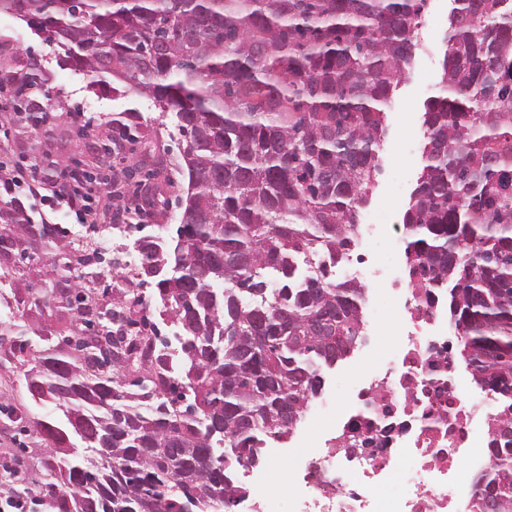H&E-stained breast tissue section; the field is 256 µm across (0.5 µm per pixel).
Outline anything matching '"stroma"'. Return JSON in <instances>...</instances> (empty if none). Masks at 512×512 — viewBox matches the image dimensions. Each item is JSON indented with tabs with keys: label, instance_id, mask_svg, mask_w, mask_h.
<instances>
[{
	"label": "stroma",
	"instance_id": "obj_1",
	"mask_svg": "<svg viewBox=\"0 0 512 512\" xmlns=\"http://www.w3.org/2000/svg\"><path fill=\"white\" fill-rule=\"evenodd\" d=\"M453 7L452 0H426L416 32L419 46L413 65L393 91L386 110L387 133L378 158L381 172L369 189V207L402 219L422 171L425 138V104L437 96L445 45L442 41ZM64 47L33 33L14 16L0 14V68L23 75L38 68L44 79L40 102L52 119L33 125L13 112H0V128L9 134L11 163H29L33 153L45 154L44 177L58 179L62 165L78 160L85 168L106 176L128 174L124 190L127 204L139 206L136 226L111 229L106 224H75L73 238L87 241L74 249L76 264L70 270L51 264L43 252L19 262L0 254V328L20 326L32 343L26 353L0 347V512L7 501L42 492L27 484L41 470L44 447L35 433L11 422L13 412L29 411L35 421L56 422L61 413L54 405L33 406L24 374L26 356L42 350L41 334L67 336L73 330L68 310L36 306L29 288H50L60 278L91 283L98 307L109 308L116 297L125 303L154 297L155 289L140 280H127L113 259L132 249L135 239L160 229L175 231L181 210L178 199L187 186L180 173V150L171 113L161 112L145 95L102 90L92 73L60 66ZM91 119L93 129L83 132L77 113Z\"/></svg>",
	"mask_w": 512,
	"mask_h": 512
}]
</instances>
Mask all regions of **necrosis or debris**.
<instances>
[{
	"label": "necrosis or debris",
	"instance_id": "4bbe7bcc",
	"mask_svg": "<svg viewBox=\"0 0 512 512\" xmlns=\"http://www.w3.org/2000/svg\"><path fill=\"white\" fill-rule=\"evenodd\" d=\"M393 227L377 216L361 225L349 250L326 259L343 279L389 281L391 315L382 332L364 321L371 340L361 355L364 371L348 381L349 406L322 402L308 419L326 421L319 439L309 427L291 446L301 473L289 497L254 487L252 512H478L476 480L488 468L493 412L469 391L464 373L448 356L446 311L437 292L401 286L379 262ZM403 486L399 502L386 489Z\"/></svg>",
	"mask_w": 512,
	"mask_h": 512
}]
</instances>
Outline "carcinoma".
I'll use <instances>...</instances> for the list:
<instances>
[{"label":"carcinoma","instance_id":"obj_1","mask_svg":"<svg viewBox=\"0 0 512 512\" xmlns=\"http://www.w3.org/2000/svg\"><path fill=\"white\" fill-rule=\"evenodd\" d=\"M453 2L405 257L412 287L448 289L459 358L499 407L478 512L488 498L512 512V0ZM425 3L0 0V13L62 45L64 64L174 113L188 179L179 256L163 235L134 242L159 315L184 336L177 357L132 359L124 329L101 322L114 312L83 288L35 296L76 304L86 330L132 362L105 368L68 336L58 344L78 357H33L28 392L62 412L34 423L56 512H184L192 495L194 512L231 508L246 489L230 467L258 465L267 440L287 438L282 405L303 414L322 369L362 343L366 288L323 270L297 280L295 262L357 238ZM132 368L137 392L125 388Z\"/></svg>","mask_w":512,"mask_h":512}]
</instances>
